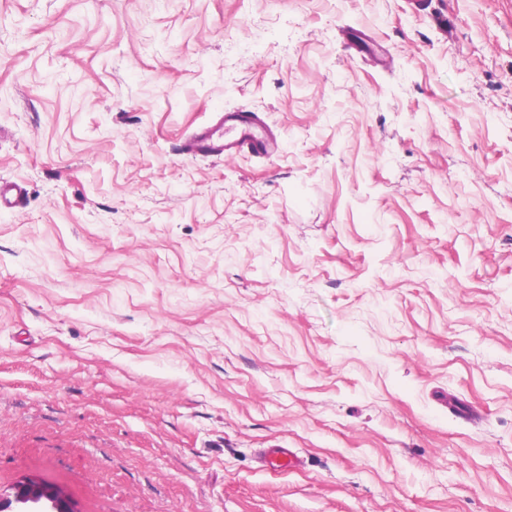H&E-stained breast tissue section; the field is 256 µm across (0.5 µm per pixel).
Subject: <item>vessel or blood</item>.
<instances>
[{
  "instance_id": "obj_1",
  "label": "vessel or blood",
  "mask_w": 512,
  "mask_h": 512,
  "mask_svg": "<svg viewBox=\"0 0 512 512\" xmlns=\"http://www.w3.org/2000/svg\"><path fill=\"white\" fill-rule=\"evenodd\" d=\"M276 137L262 127L259 118L249 112L225 113L219 126L194 134L184 145L190 154L228 156L247 152L255 156H267L275 151ZM295 458L285 448L264 449L260 464L264 469L278 472L294 467Z\"/></svg>"
}]
</instances>
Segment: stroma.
Masks as SVG:
<instances>
[{
	"mask_svg": "<svg viewBox=\"0 0 512 512\" xmlns=\"http://www.w3.org/2000/svg\"><path fill=\"white\" fill-rule=\"evenodd\" d=\"M427 2L0 0V493L512 512V0ZM276 136L262 127L252 112L224 113L219 126L194 134L184 145L189 154L232 156L248 152L254 156H267L275 151ZM288 448H265L260 458L261 466L273 472L285 471L295 466V458Z\"/></svg>",
	"mask_w": 512,
	"mask_h": 512,
	"instance_id": "obj_1",
	"label": "stroma"
}]
</instances>
